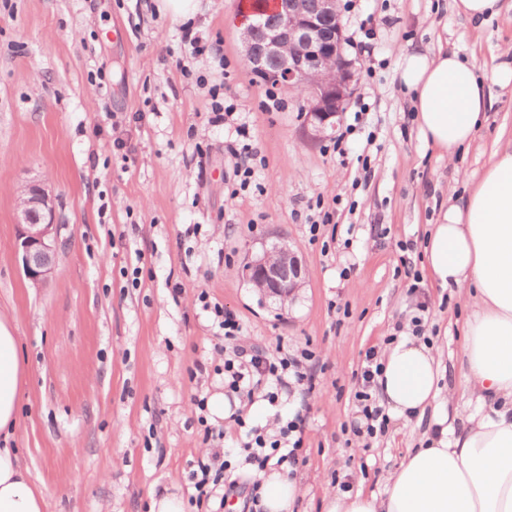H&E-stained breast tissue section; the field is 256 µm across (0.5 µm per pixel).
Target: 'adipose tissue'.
<instances>
[{
	"mask_svg": "<svg viewBox=\"0 0 512 512\" xmlns=\"http://www.w3.org/2000/svg\"><path fill=\"white\" fill-rule=\"evenodd\" d=\"M491 72L456 50L402 53L399 78L410 93L422 139L447 153L469 144L487 108L489 85L512 88V44ZM440 288L466 291L471 311L460 388L441 390L444 368L431 347L402 337L383 352L376 382L389 413L428 418L382 494L326 500L325 512H512V141L496 147L463 204L449 205L424 247ZM23 372L20 340L0 318V433L17 423ZM464 395L454 417L428 414L439 396ZM300 482L269 467L261 485L265 512H293ZM16 449L0 448V512H43Z\"/></svg>",
	"mask_w": 512,
	"mask_h": 512,
	"instance_id": "obj_1",
	"label": "adipose tissue"
}]
</instances>
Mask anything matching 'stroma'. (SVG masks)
I'll use <instances>...</instances> for the list:
<instances>
[{
  "label": "stroma",
  "mask_w": 512,
  "mask_h": 512,
  "mask_svg": "<svg viewBox=\"0 0 512 512\" xmlns=\"http://www.w3.org/2000/svg\"><path fill=\"white\" fill-rule=\"evenodd\" d=\"M240 2L200 0L194 17L203 43L222 44L221 66L192 54L182 21L153 0H0V314L24 358L8 444L45 512H148L154 492L187 500L190 471L220 449L244 474L216 372L224 335L206 304L236 315L248 343L315 356L307 408L257 393L244 409L258 427L301 416L303 459L286 469L304 490L296 512H322L330 493H381L424 434L401 419L373 438L353 433L369 349L411 334L419 315L444 384L464 372L467 298L433 282L425 239L478 181L499 129L512 136V90L492 87L474 141L451 159L421 138L397 69L416 46L490 63L512 42V17L479 25L451 0H339L358 60L341 118L355 130L339 154L333 137L304 138L303 91L265 108L266 85L240 53ZM363 28L372 48L357 41ZM213 85L262 159L244 190L226 151L234 129L210 121ZM33 179L55 197L62 245L40 288L15 250L16 205ZM323 210L330 222L310 234ZM279 242L306 269L283 306L245 272Z\"/></svg>",
  "instance_id": "obj_1"
}]
</instances>
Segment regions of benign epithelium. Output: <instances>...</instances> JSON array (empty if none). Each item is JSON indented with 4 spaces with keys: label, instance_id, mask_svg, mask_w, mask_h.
<instances>
[{
    "label": "benign epithelium",
    "instance_id": "7a95c632",
    "mask_svg": "<svg viewBox=\"0 0 512 512\" xmlns=\"http://www.w3.org/2000/svg\"><path fill=\"white\" fill-rule=\"evenodd\" d=\"M278 22L257 42L259 23L244 20L239 33L241 54L259 80L300 87L306 92L304 137L315 142L336 130V118L352 98L357 84L353 47L337 11V0H310L308 10L297 0H274ZM51 196L39 183L27 185L16 212L17 249L28 280L48 281L56 264L59 243ZM249 281L267 296H294L303 278L296 253L286 243L255 257L247 266Z\"/></svg>",
    "mask_w": 512,
    "mask_h": 512
}]
</instances>
